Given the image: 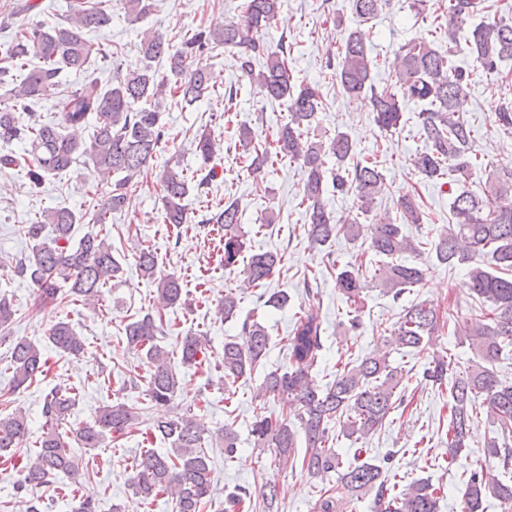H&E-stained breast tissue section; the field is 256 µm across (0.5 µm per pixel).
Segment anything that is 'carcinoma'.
<instances>
[{
	"label": "carcinoma",
	"mask_w": 512,
	"mask_h": 512,
	"mask_svg": "<svg viewBox=\"0 0 512 512\" xmlns=\"http://www.w3.org/2000/svg\"><path fill=\"white\" fill-rule=\"evenodd\" d=\"M389 3L390 0H352V9L361 23L376 18ZM120 6L126 16L137 21L152 11L153 0H120ZM280 6L281 0H244L238 22L201 29L176 49L161 37L147 40L140 50V66L106 85L96 76V70L98 60L107 58L109 53L86 39L85 32L112 22L110 0H74L61 21L28 24L0 42V84L6 77L12 82L10 97L0 102V140L27 142L31 164L27 165L26 173L32 187L68 171L80 157L92 163V172L100 180L118 176L92 217L68 207H55L42 211L24 225L23 234L31 253L19 260L14 272L36 289L38 305L47 306L68 296L92 307L101 304L102 288L122 272L109 242L110 230L104 227L106 215L125 206L136 177L160 148L165 138L166 97H178L191 106L211 95L202 57L221 45L239 49L242 75L263 95L288 103L289 119L273 140L275 152L266 148L255 150L251 165L258 169L273 154L299 165L303 199L309 202L306 231L310 242L325 247L340 234L355 241L368 233L370 248L389 258L373 272V278L386 292L398 300L405 291L422 285L425 266L394 261L396 256L416 251L413 240L403 231L404 225L422 221L420 204L414 196L400 199L398 223L388 220L359 224L354 218L336 219L321 204L324 157L328 154L336 159V192L356 194L362 212L369 211L375 197L383 192L384 175L377 162L354 159L353 144L344 133L336 134L327 143L308 139L323 109L320 85L294 80L288 71L284 45L273 46L260 38L274 22ZM482 10L483 0H448V44L456 42L459 26ZM468 47L484 71L500 73V63L512 60V24L488 22L474 26L468 36ZM257 57L263 61L258 70L254 68ZM162 58L169 64V74L163 76L153 66ZM372 67L363 34L356 28L344 29L336 77L345 93L370 96L374 121L382 131L391 134L399 129L404 100L425 104L418 114L424 148L414 157L413 165L430 180L447 177L449 184L457 186L448 225L440 231L434 245L435 258L451 268L468 265L472 291L488 304L484 318L464 331L473 353L467 370L450 379L448 361L442 358L432 361V366L423 372L424 379L435 385L451 380L448 447L456 454L468 447L476 402L481 397L501 430L512 432V382L500 380L491 369L504 345H512V277L498 276L483 264V259L489 257L498 269L512 273V168L489 170L484 185L477 191L464 187L477 155L472 130L458 112L459 102L470 90V74L455 65L453 52L442 53L426 42L403 45L390 63L396 78L392 88L376 87ZM66 70L79 72L84 78L62 98L55 119H35L24 128L16 125L15 113L53 96ZM90 116L95 121L90 142L67 133L68 128L85 123ZM495 123L503 130H512V102L505 100L496 108ZM195 143L203 162L210 161L215 151L211 137L201 134ZM162 186L164 223H187L184 199L189 187L183 172L167 167ZM88 218L101 228L73 242L74 226ZM213 220L224 230V268L231 270L241 263L244 284L252 288L265 286L281 264L282 256L264 251L241 259L246 251V238L239 224L238 203L224 204ZM137 264L141 276L155 277L157 255L152 248L140 249ZM64 284L68 286L66 292L62 291ZM336 288L349 307V329L355 331L360 325L362 274L351 265L336 268ZM182 294L179 277L167 275L159 279L161 306L178 303ZM437 324L435 309L418 302L404 308L385 342L397 350L422 351ZM241 332L243 342H224L222 364L226 384L251 378L269 349L270 337L261 323L245 320ZM322 332V323L313 307L295 317L288 336V366L266 373L255 396L260 401L271 395L287 401L294 420L257 412L251 427L254 447L269 453L276 465H294L299 458L296 449L300 429L305 437L302 467L316 476L335 473L337 487L346 497L371 496L376 512H439L440 491L429 480H416L404 492L393 494L381 466L357 456L345 460L328 446L336 429L356 441L382 429L392 410L404 403V396L398 392L403 373L391 365L388 353L376 351L347 360L333 381L318 387L311 371L322 350ZM163 334V316L159 311L125 325L128 347L145 356L149 374L146 392L154 407L169 405L182 391V381L170 365L169 353L159 343ZM49 336L58 351L76 358L84 355L83 337L70 323L56 322ZM206 345L202 336H184L180 343L182 363L202 364L206 360ZM10 363V394L30 387L47 373L43 353L24 337L11 343ZM75 402L76 393L71 389L56 387L44 396L45 426L38 450L27 458L22 467L23 479L16 489H36L54 482L60 473H76L78 468L70 451L73 442L95 448L107 433L114 439L122 438L139 424L144 414L143 408L116 399L103 403L92 423L66 430L64 425ZM151 429L169 442L171 451L141 452L131 477L135 494L150 503L160 495H168L175 502V512H204L213 505L214 486L210 457L202 447L204 432L186 415L157 419ZM29 435L26 414L0 410V452L5 453L4 461L14 459V450ZM221 440L224 459L236 458L238 441L231 427L224 426ZM490 496L512 502V482L505 483L482 467L474 469L465 483L462 512H484V503ZM340 503L341 499L327 489L320 494L315 509L339 512Z\"/></svg>",
	"instance_id": "carcinoma-1"
}]
</instances>
